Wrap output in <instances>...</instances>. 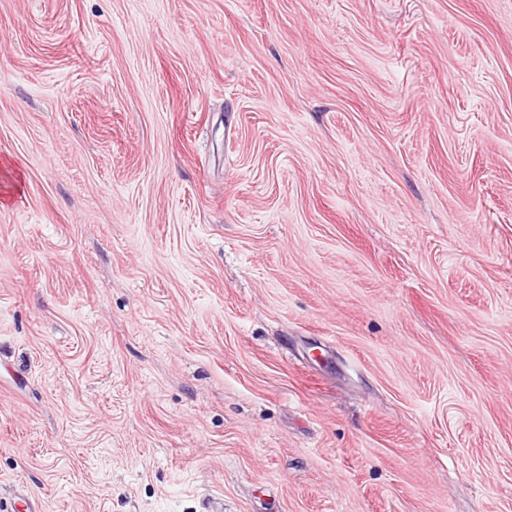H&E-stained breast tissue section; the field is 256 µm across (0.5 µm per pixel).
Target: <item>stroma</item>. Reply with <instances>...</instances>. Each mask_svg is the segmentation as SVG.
I'll return each instance as SVG.
<instances>
[{
	"label": "stroma",
	"mask_w": 512,
	"mask_h": 512,
	"mask_svg": "<svg viewBox=\"0 0 512 512\" xmlns=\"http://www.w3.org/2000/svg\"><path fill=\"white\" fill-rule=\"evenodd\" d=\"M512 512V0H0V512Z\"/></svg>",
	"instance_id": "stroma-1"
}]
</instances>
